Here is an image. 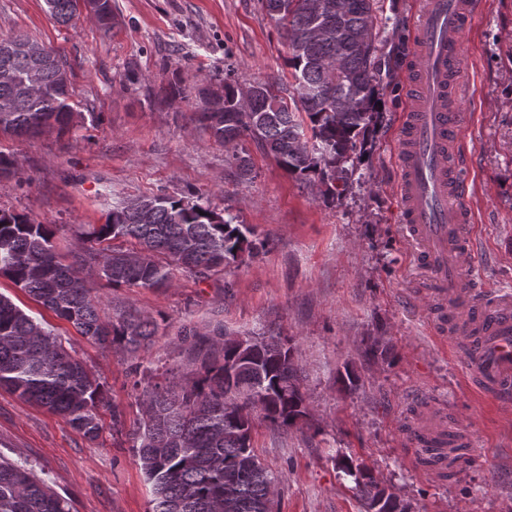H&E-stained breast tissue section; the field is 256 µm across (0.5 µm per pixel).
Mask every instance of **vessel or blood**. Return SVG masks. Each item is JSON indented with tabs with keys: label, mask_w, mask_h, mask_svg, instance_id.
Masks as SVG:
<instances>
[{
	"label": "vessel or blood",
	"mask_w": 512,
	"mask_h": 512,
	"mask_svg": "<svg viewBox=\"0 0 512 512\" xmlns=\"http://www.w3.org/2000/svg\"><path fill=\"white\" fill-rule=\"evenodd\" d=\"M476 0H422L415 21L410 121L400 141L398 194L406 239L427 278L439 337H468V362L483 392L512 399V296L486 288L473 273L476 243L457 132L464 113L457 73L461 37Z\"/></svg>",
	"instance_id": "1"
}]
</instances>
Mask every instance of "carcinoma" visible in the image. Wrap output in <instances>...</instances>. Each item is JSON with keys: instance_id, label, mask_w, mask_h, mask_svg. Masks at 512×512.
<instances>
[{"instance_id": "obj_1", "label": "carcinoma", "mask_w": 512, "mask_h": 512, "mask_svg": "<svg viewBox=\"0 0 512 512\" xmlns=\"http://www.w3.org/2000/svg\"><path fill=\"white\" fill-rule=\"evenodd\" d=\"M79 0H46L50 16L66 26ZM335 34L312 41L307 0H262L279 24L287 46L300 43L301 54L286 59L293 78L288 97L274 94L273 106L261 98L248 112H226L241 86L224 85L215 112H195L192 122L219 143L224 132L250 138L263 153L296 179L326 186L356 173L354 159L367 153L380 116V26L377 0H325ZM47 92L28 99L15 87L0 85V133L64 134L76 118L72 86L45 71ZM85 249L64 264L54 246V225L0 210V276L10 280L77 333L102 349L130 355L153 344L159 323L150 315L128 313L105 321L99 301L85 286L80 269L96 266L114 288H167L174 272L206 279L231 263L259 254L265 244L249 238L251 230L233 216L217 212L201 196L167 193L140 195L112 204L102 224H78ZM122 239L131 249L116 248ZM219 324L184 334L186 365L195 377L182 383L173 370L142 392V415L129 433L134 455L151 489L150 512H267L276 478L251 446L252 413L259 409L276 427H288L307 414L300 392L295 347L279 336H258L257 343L230 344ZM0 389L64 418L93 442L102 432L100 408L107 389L74 358L45 325L11 298L0 294ZM455 435L417 450L419 464L451 469L467 461L466 448L453 445ZM336 469L349 477L372 507V483L357 472L369 470L351 458H336ZM0 512H72L33 469L0 457Z\"/></svg>"}]
</instances>
